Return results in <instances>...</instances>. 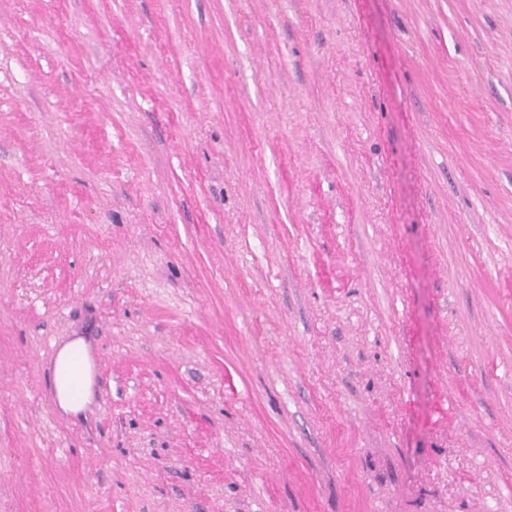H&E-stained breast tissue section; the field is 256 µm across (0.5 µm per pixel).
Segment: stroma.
<instances>
[{
	"mask_svg": "<svg viewBox=\"0 0 512 512\" xmlns=\"http://www.w3.org/2000/svg\"><path fill=\"white\" fill-rule=\"evenodd\" d=\"M0 512H512V0H0ZM75 351H81L84 355V373L82 382V392L79 399H73L58 381L56 382L58 391L59 407L65 412L77 413L81 410L90 400L92 396V380L89 370V354L85 342L82 339L73 340L60 348L56 358L55 374L58 377L59 373L67 364L70 355Z\"/></svg>",
	"mask_w": 512,
	"mask_h": 512,
	"instance_id": "1",
	"label": "stroma"
}]
</instances>
